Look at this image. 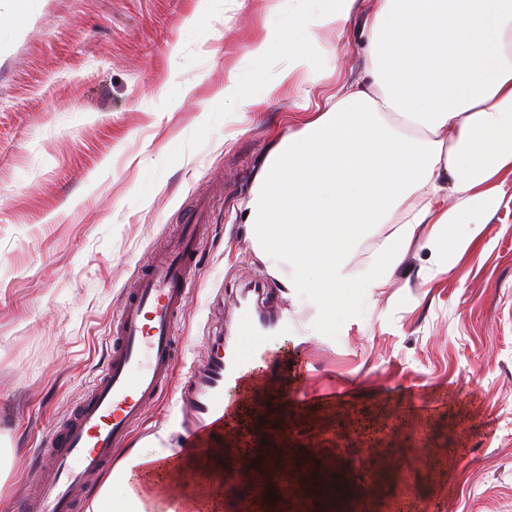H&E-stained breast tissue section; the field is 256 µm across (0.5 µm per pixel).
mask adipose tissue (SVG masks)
Returning <instances> with one entry per match:
<instances>
[{
  "mask_svg": "<svg viewBox=\"0 0 512 512\" xmlns=\"http://www.w3.org/2000/svg\"><path fill=\"white\" fill-rule=\"evenodd\" d=\"M298 10L268 16L249 51L259 75L276 43L294 55L285 80L308 69V50L324 29L344 36L362 16L363 74L327 99L267 153L243 203L256 255L284 288L319 289L320 325L356 309L359 295L386 287L410 248L437 258L473 241L512 187V0H299ZM372 252L352 259L364 240ZM211 486L224 480V451L173 455L131 449L108 475L91 512H214L210 497L154 499L134 469Z\"/></svg>",
  "mask_w": 512,
  "mask_h": 512,
  "instance_id": "ef3b65f1",
  "label": "adipose tissue"
}]
</instances>
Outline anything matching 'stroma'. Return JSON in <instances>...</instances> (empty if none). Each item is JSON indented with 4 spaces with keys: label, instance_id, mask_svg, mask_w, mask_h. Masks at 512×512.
<instances>
[{
    "label": "stroma",
    "instance_id": "stroma-1",
    "mask_svg": "<svg viewBox=\"0 0 512 512\" xmlns=\"http://www.w3.org/2000/svg\"><path fill=\"white\" fill-rule=\"evenodd\" d=\"M290 0H39L0 43V512L108 360L112 318L155 249L211 201L196 288L179 318L173 379L130 441L166 431L181 448L179 388L231 338L240 311L268 321L258 390L308 393L288 406V445L340 465L371 512L397 499L444 512H512V202L454 271L396 277L361 296L335 335L321 295L289 297L254 253L241 202L273 142L349 86L356 34L326 32L309 56L317 82L277 84L293 54L272 47L264 82L224 97L230 73ZM263 82V83H264ZM378 430L369 444L357 419ZM426 423L430 460L406 453Z\"/></svg>",
    "mask_w": 512,
    "mask_h": 512
}]
</instances>
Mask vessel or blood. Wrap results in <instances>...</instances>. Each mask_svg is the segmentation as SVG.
Instances as JSON below:
<instances>
[{
  "instance_id": "b4317fda",
  "label": "vessel or blood",
  "mask_w": 512,
  "mask_h": 512,
  "mask_svg": "<svg viewBox=\"0 0 512 512\" xmlns=\"http://www.w3.org/2000/svg\"><path fill=\"white\" fill-rule=\"evenodd\" d=\"M201 245L199 224H187L178 239L151 263L112 322L106 368L95 378L77 413L63 420L43 451L44 463L34 473L35 492L22 512H79L91 482L112 461L135 423L140 421L170 381L178 354L176 327L195 282L194 261ZM265 358L264 339L252 336L230 357L215 356L192 374L182 399L188 415L191 447L207 449L209 434L232 418L224 390L251 380L254 366ZM300 392L266 393L253 406L256 420L244 436L259 441L262 433H283L289 401ZM279 476L273 484L242 483L239 467L224 468L227 487L240 490L243 512L275 492L280 503L318 499L326 485L314 457L279 449L272 458Z\"/></svg>"
}]
</instances>
